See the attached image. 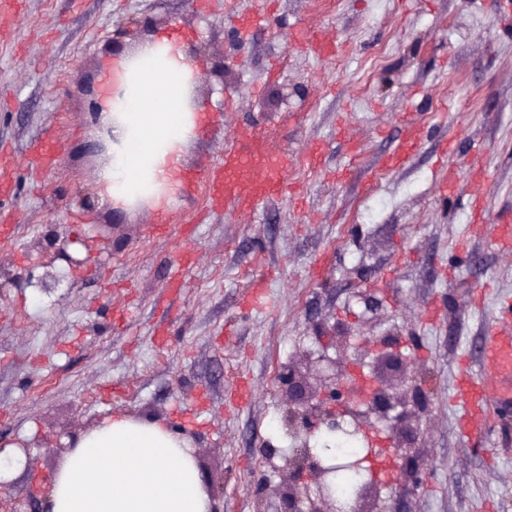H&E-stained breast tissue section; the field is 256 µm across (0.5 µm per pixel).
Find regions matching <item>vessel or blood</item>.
<instances>
[{"mask_svg":"<svg viewBox=\"0 0 512 512\" xmlns=\"http://www.w3.org/2000/svg\"><path fill=\"white\" fill-rule=\"evenodd\" d=\"M288 166L286 153L265 148L249 130L242 129L233 135L223 166L207 168V183L213 198L253 211L287 192ZM482 372V381L463 378L458 383L459 394L466 398L462 422L467 438L480 432L490 403L512 404V336L495 327L487 331Z\"/></svg>","mask_w":512,"mask_h":512,"instance_id":"obj_1","label":"vessel or blood"}]
</instances>
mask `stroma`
Instances as JSON below:
<instances>
[{
	"label": "stroma",
	"mask_w": 512,
	"mask_h": 512,
	"mask_svg": "<svg viewBox=\"0 0 512 512\" xmlns=\"http://www.w3.org/2000/svg\"><path fill=\"white\" fill-rule=\"evenodd\" d=\"M261 9L268 21L249 26ZM146 16L195 47L211 92L166 216L116 224L92 178L106 134L88 93L116 21ZM243 128L291 160L287 193L255 212L213 206L203 184ZM2 148L0 221L15 228L0 242V450L38 464L0 485V512L21 494L44 512L63 463L46 441L116 415L197 436L221 512H256L257 479L280 481L260 448L288 445L278 368L317 347L318 320L361 330L351 295L365 287L384 298L377 331L415 335L432 393L416 512H512V413L476 449L456 398L482 370L487 328L512 334V251L493 241L512 212V0H14L0 13ZM476 169L491 177L477 208ZM101 224L86 261L80 241Z\"/></svg>",
	"instance_id": "stroma-1"
}]
</instances>
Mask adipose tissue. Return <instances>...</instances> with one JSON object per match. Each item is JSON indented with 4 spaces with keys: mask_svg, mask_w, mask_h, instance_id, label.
<instances>
[{
    "mask_svg": "<svg viewBox=\"0 0 512 512\" xmlns=\"http://www.w3.org/2000/svg\"><path fill=\"white\" fill-rule=\"evenodd\" d=\"M173 39L146 44L125 67L101 114L113 138L95 173L115 204L150 196L166 211L180 185L184 154L199 115L187 108L192 66L172 56ZM52 512H209L198 468L178 436L159 421L116 416L79 436L54 480Z\"/></svg>",
    "mask_w": 512,
    "mask_h": 512,
    "instance_id": "ef3b65f1",
    "label": "adipose tissue"
}]
</instances>
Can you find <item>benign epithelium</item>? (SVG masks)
I'll return each mask as SVG.
<instances>
[{
	"label": "benign epithelium",
	"instance_id": "obj_1",
	"mask_svg": "<svg viewBox=\"0 0 512 512\" xmlns=\"http://www.w3.org/2000/svg\"><path fill=\"white\" fill-rule=\"evenodd\" d=\"M147 24L118 23L112 37L126 35L142 44ZM353 299L362 308L365 332L356 335L339 320L330 326L320 323L316 334L328 338V344L300 352L278 375L287 402L285 429L304 452L291 458L285 449L266 442L263 456L270 462L283 460L284 475L275 486L256 483L253 494L259 505L273 495L280 501V512H380L375 502L382 491H389L398 505L416 499L429 478L421 435L430 413V393L405 353L401 335L372 334L383 305L379 291L362 288ZM319 431L349 433L366 442L364 461L370 474L349 499L332 494L336 466L311 449V438Z\"/></svg>",
	"mask_w": 512,
	"mask_h": 512
}]
</instances>
